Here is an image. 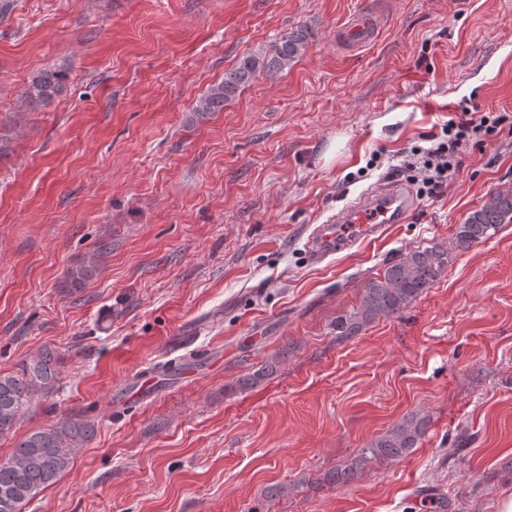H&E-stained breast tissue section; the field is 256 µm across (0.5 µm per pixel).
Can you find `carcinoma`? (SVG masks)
I'll return each instance as SVG.
<instances>
[{"label":"carcinoma","mask_w":512,"mask_h":512,"mask_svg":"<svg viewBox=\"0 0 512 512\" xmlns=\"http://www.w3.org/2000/svg\"><path fill=\"white\" fill-rule=\"evenodd\" d=\"M307 48L306 35H285L270 57L250 54L224 71V80L213 85L194 107L197 113L220 112L241 90L264 72L291 67ZM67 80L64 68H49L33 76L25 91L28 107L37 110L49 105ZM512 223V193L495 192L485 203L457 225L455 245L465 251L491 238L502 224ZM451 262L448 249L436 245L409 251L389 262L382 276L368 280L362 288L361 302L353 311L336 320V336L350 340L364 327L381 318H391L415 301L442 278ZM59 359L54 350L45 348L27 359L16 372H0V437L11 434L22 413L37 392H54L58 380ZM94 434L91 424L63 418L56 423L25 435L11 459L0 462V512H22L23 507L45 488L56 483L68 471L76 454ZM421 436L418 424L404 422L362 449L350 468L334 475L345 482L372 461L394 460L407 454Z\"/></svg>","instance_id":"obj_1"}]
</instances>
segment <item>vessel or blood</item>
Masks as SVG:
<instances>
[{"label": "vessel or blood", "mask_w": 512, "mask_h": 512, "mask_svg": "<svg viewBox=\"0 0 512 512\" xmlns=\"http://www.w3.org/2000/svg\"><path fill=\"white\" fill-rule=\"evenodd\" d=\"M412 208V198L397 186L362 197L327 223L316 226L308 244L312 262H322L358 240L379 235L384 225L405 222Z\"/></svg>", "instance_id": "obj_1"}]
</instances>
